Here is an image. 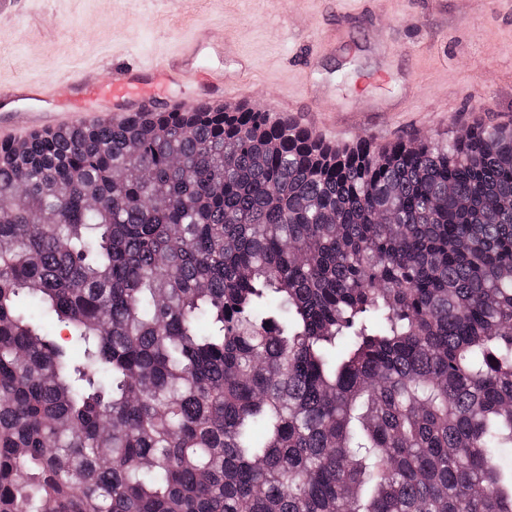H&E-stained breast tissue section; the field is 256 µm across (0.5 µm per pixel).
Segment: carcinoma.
Returning <instances> with one entry per match:
<instances>
[{"instance_id":"obj_1","label":"carcinoma","mask_w":512,"mask_h":512,"mask_svg":"<svg viewBox=\"0 0 512 512\" xmlns=\"http://www.w3.org/2000/svg\"><path fill=\"white\" fill-rule=\"evenodd\" d=\"M506 474L511 128L198 103L0 149V512H512Z\"/></svg>"}]
</instances>
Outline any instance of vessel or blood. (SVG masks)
<instances>
[{
    "label": "vessel or blood",
    "instance_id": "1",
    "mask_svg": "<svg viewBox=\"0 0 512 512\" xmlns=\"http://www.w3.org/2000/svg\"><path fill=\"white\" fill-rule=\"evenodd\" d=\"M198 81L213 79L217 70L210 62L208 44L202 30H194L181 44L176 60L143 71L127 70L112 83L101 84L93 75L81 79H65L53 88L19 82L0 88V110H7L9 125L25 131L60 128L58 108L76 107L81 113L104 111L111 103H131L147 99L159 84L169 82L174 71Z\"/></svg>",
    "mask_w": 512,
    "mask_h": 512
}]
</instances>
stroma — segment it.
<instances>
[{"instance_id": "1", "label": "stroma", "mask_w": 512, "mask_h": 512, "mask_svg": "<svg viewBox=\"0 0 512 512\" xmlns=\"http://www.w3.org/2000/svg\"><path fill=\"white\" fill-rule=\"evenodd\" d=\"M198 27L230 48L223 87L171 85L152 110L248 103L335 144L512 125V0H0V85H106Z\"/></svg>"}]
</instances>
